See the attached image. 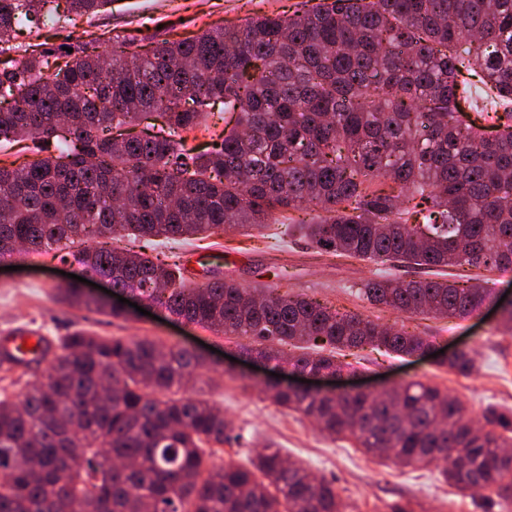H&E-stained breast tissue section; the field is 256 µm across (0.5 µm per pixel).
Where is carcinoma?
Segmentation results:
<instances>
[{
    "label": "carcinoma",
    "instance_id": "1",
    "mask_svg": "<svg viewBox=\"0 0 512 512\" xmlns=\"http://www.w3.org/2000/svg\"><path fill=\"white\" fill-rule=\"evenodd\" d=\"M66 2L0 0V142L28 140L35 155L0 166V257L65 249L112 287L247 340L251 356L277 360L288 344L293 368L331 375L342 350L410 356L429 342L266 285L191 284L181 260L146 250L312 206L303 230L318 249L423 270L377 274L370 303L448 319L489 291L433 272L512 267V0H318L148 50L109 33L68 36L70 53L16 42L112 0ZM218 104L235 125L192 152L185 133ZM466 108L476 118L461 120ZM154 114L161 123L128 132ZM125 236L139 250L107 245ZM56 297L125 316L76 282ZM42 362L18 399L0 396V512H344L332 482L271 445L248 468L204 464L202 445L224 444L233 425L188 395L207 364L187 346L76 330ZM440 365L476 370L463 349ZM265 392L367 454L441 462L460 492L512 498V416L487 410L477 427L459 398L421 381L376 396Z\"/></svg>",
    "mask_w": 512,
    "mask_h": 512
}]
</instances>
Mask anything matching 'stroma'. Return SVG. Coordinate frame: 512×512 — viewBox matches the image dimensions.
I'll list each match as a JSON object with an SVG mask.
<instances>
[{
	"label": "stroma",
	"instance_id": "stroma-1",
	"mask_svg": "<svg viewBox=\"0 0 512 512\" xmlns=\"http://www.w3.org/2000/svg\"><path fill=\"white\" fill-rule=\"evenodd\" d=\"M301 0H112L95 18L78 19L81 31L115 33L162 39H182L203 30L243 23L257 14H292ZM214 254L213 274L253 287L267 284L278 291L312 298L342 312H354L379 323L396 325L424 337L432 353L397 356L369 347L346 355L341 376L347 383L375 389L423 381L447 389L465 402L474 419L486 407L512 413V330L500 327V299L512 302V269L488 272L491 296L463 319H436L428 315H401L364 300L359 289L376 273L374 263L319 253L307 241L276 242L266 232L226 229L182 246L186 275L202 282L194 253ZM14 270H0V333L26 327L43 336L63 337L83 329L94 335L147 336L168 344L193 345L200 340L212 348V365L191 392L192 397L215 403L232 422L238 438L229 444L204 446L208 464H249L253 453L276 443L283 453L302 462L314 474L332 481L347 512H391L394 504L411 501L422 512H512V501L488 493L462 494L444 483L441 465L397 466L364 454L353 437H330L302 414L286 410L266 396L263 385L271 373H286L280 362H260L251 368V356L241 341L178 320L157 305L149 315L130 311L127 318L58 303L55 290L67 274L81 267L59 265L51 257H14ZM280 277H271V269ZM472 350L478 370L468 377L439 366L434 351L454 343Z\"/></svg>",
	"mask_w": 512,
	"mask_h": 512
}]
</instances>
